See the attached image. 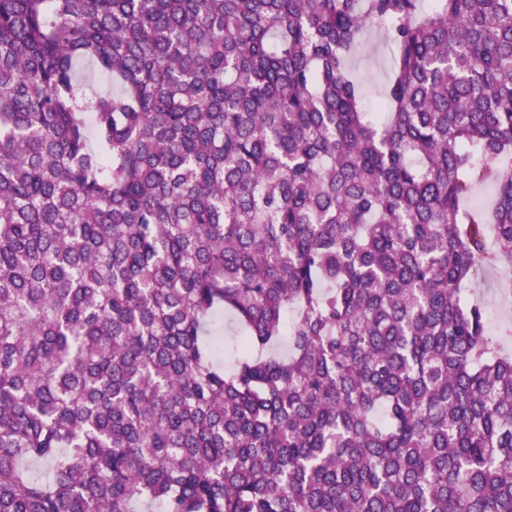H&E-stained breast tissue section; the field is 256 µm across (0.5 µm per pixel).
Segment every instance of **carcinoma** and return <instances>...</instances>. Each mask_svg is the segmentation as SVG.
I'll list each match as a JSON object with an SVG mask.
<instances>
[{
    "instance_id": "cac0c4a2",
    "label": "carcinoma",
    "mask_w": 512,
    "mask_h": 512,
    "mask_svg": "<svg viewBox=\"0 0 512 512\" xmlns=\"http://www.w3.org/2000/svg\"><path fill=\"white\" fill-rule=\"evenodd\" d=\"M490 269L512 0H0V512H512ZM390 63V49L377 35L351 60L350 66L369 99L382 89Z\"/></svg>"
}]
</instances>
